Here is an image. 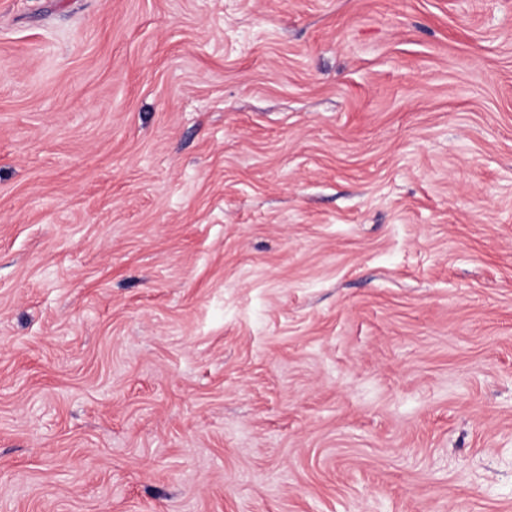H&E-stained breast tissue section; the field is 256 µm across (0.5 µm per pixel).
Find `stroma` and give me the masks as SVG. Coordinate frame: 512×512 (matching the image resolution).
Instances as JSON below:
<instances>
[{
    "mask_svg": "<svg viewBox=\"0 0 512 512\" xmlns=\"http://www.w3.org/2000/svg\"><path fill=\"white\" fill-rule=\"evenodd\" d=\"M0 512H512V0H0Z\"/></svg>",
    "mask_w": 512,
    "mask_h": 512,
    "instance_id": "obj_1",
    "label": "stroma"
}]
</instances>
